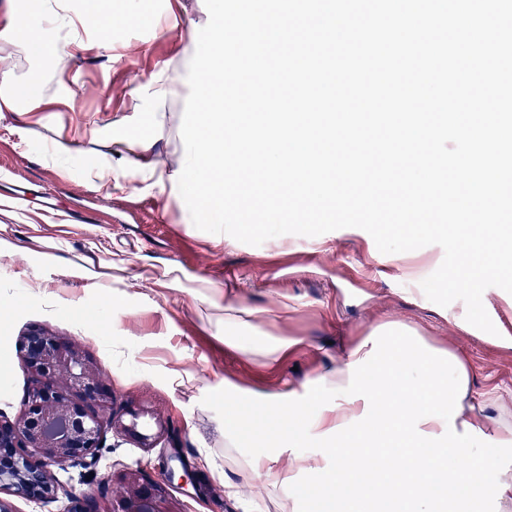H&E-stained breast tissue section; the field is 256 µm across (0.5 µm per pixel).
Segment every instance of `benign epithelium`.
Listing matches in <instances>:
<instances>
[{
  "instance_id": "1",
  "label": "benign epithelium",
  "mask_w": 512,
  "mask_h": 512,
  "mask_svg": "<svg viewBox=\"0 0 512 512\" xmlns=\"http://www.w3.org/2000/svg\"><path fill=\"white\" fill-rule=\"evenodd\" d=\"M17 348L31 384L19 413L0 415V492L34 502L60 500L63 512H167L164 489L141 469L110 473L107 481L116 491L103 507L78 497L54 473L86 464L115 430L152 448L167 422L153 411L114 409L99 364L65 337L32 327L18 338ZM145 417L156 433L140 430Z\"/></svg>"
}]
</instances>
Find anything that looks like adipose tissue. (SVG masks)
Wrapping results in <instances>:
<instances>
[{
	"label": "adipose tissue",
	"instance_id": "obj_1",
	"mask_svg": "<svg viewBox=\"0 0 512 512\" xmlns=\"http://www.w3.org/2000/svg\"><path fill=\"white\" fill-rule=\"evenodd\" d=\"M63 0H32L35 12L53 16L67 38L31 28L25 14L15 25L20 48L69 59L78 44L74 16ZM337 401L323 406L325 378L310 399L295 393L265 397L260 408L273 426L272 444L293 448L309 431L324 440L320 456L295 455L293 469L317 472L336 512H359L372 494L386 491V512H474L486 482L485 458L476 440L497 450L512 446V422L475 405L467 357L429 344L409 326L384 323L353 346L334 373ZM314 419H306L308 405ZM464 486L450 496L448 482Z\"/></svg>",
	"mask_w": 512,
	"mask_h": 512
}]
</instances>
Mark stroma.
Here are the masks:
<instances>
[{
	"label": "stroma",
	"mask_w": 512,
	"mask_h": 512,
	"mask_svg": "<svg viewBox=\"0 0 512 512\" xmlns=\"http://www.w3.org/2000/svg\"><path fill=\"white\" fill-rule=\"evenodd\" d=\"M141 7L160 27L107 34L98 21L84 23L79 50L63 62L15 53L17 31L0 30V57L9 59L14 82L24 83L35 70L42 74L39 95L17 105L21 118L0 121V225L17 246L0 259V414L11 418L20 409L29 379L16 342L38 325L78 342L97 361L114 408L147 405L169 424L168 435L149 450L109 435L94 465L58 472L60 482L97 501L111 492L104 484L109 472L138 467L164 487L168 512H282L286 488L302 512H329L318 475L291 470L289 451L271 450L256 402L266 394L305 396L308 379L334 370L348 349L388 321L462 351L475 400L512 410V346L467 323L463 301L441 307L420 287L444 258L440 246L384 254L358 228L286 234L258 246L216 244L184 222L177 198L141 177L122 180L107 194L96 178L48 162L52 142L81 128V154L105 153L113 115L128 112L137 87L165 62L178 92L160 107L165 129L155 152L170 164L178 158L177 117L188 85L175 35L201 29L208 12L204 0H143ZM16 122L28 127L27 141L11 132ZM50 252L56 260H47ZM117 259L125 270L105 302L77 272L104 273ZM168 264L188 273L180 287L154 285ZM205 279L222 287L225 303L268 310L260 335L296 337L301 346L273 360L225 343L218 324L223 305L199 295ZM36 282L49 285L51 297L33 291ZM228 384L251 399L232 433L225 429ZM257 450L271 451V467L287 487H261L224 464L225 453ZM173 453L196 473L197 487L169 482L166 459Z\"/></svg>",
	"instance_id": "obj_1"
}]
</instances>
